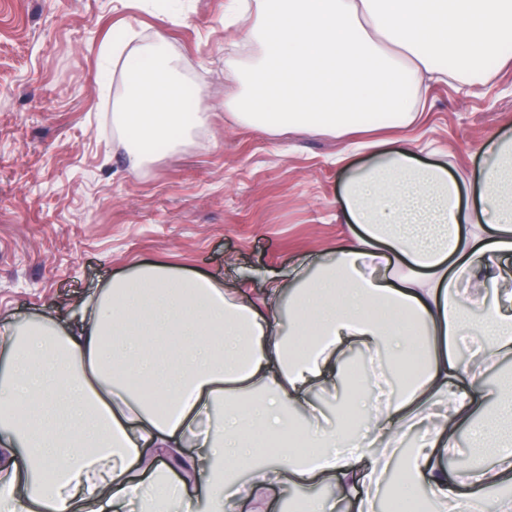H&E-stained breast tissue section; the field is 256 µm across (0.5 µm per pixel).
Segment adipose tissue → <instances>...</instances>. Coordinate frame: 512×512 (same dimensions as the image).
I'll use <instances>...</instances> for the list:
<instances>
[{"instance_id":"1","label":"adipose tissue","mask_w":512,"mask_h":512,"mask_svg":"<svg viewBox=\"0 0 512 512\" xmlns=\"http://www.w3.org/2000/svg\"><path fill=\"white\" fill-rule=\"evenodd\" d=\"M248 48L224 110L269 134L308 130L344 136L407 128L430 82L483 84L487 63L512 45V0H228ZM124 94L112 115L138 171L157 142L178 145L204 125L200 97L183 98L181 62L164 31L138 46L118 39ZM368 164H356L360 153ZM415 140L359 143L338 160L346 176L340 216L355 227L331 262L300 281L269 280L262 294L163 263L116 277L62 330L48 317L0 322V512H196L184 493L205 486L208 512H236L258 490L327 485L305 512H337L359 473L383 481L388 445L415 419L438 414L434 435L400 462L392 492L412 500L421 481L450 512H472L456 486L484 490L486 512H512L489 495L512 476V385L480 394L481 367L512 357V135L484 147L479 204H460L462 181L421 161ZM496 240H487L488 228ZM399 263L384 276L388 251ZM497 284L480 318L482 358L473 368L451 338L471 321L459 282ZM287 309L290 335L278 315ZM395 368L423 364L402 389L362 402L372 442L346 427L325 429L311 398L335 390L324 376L344 343ZM304 426L316 451L288 450L254 462L252 438H286ZM466 430L474 460L448 462L451 435ZM247 470L221 481L217 468Z\"/></svg>"}]
</instances>
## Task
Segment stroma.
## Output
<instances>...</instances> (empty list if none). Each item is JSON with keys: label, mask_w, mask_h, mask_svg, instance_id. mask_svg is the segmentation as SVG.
<instances>
[{"label": "stroma", "mask_w": 512, "mask_h": 512, "mask_svg": "<svg viewBox=\"0 0 512 512\" xmlns=\"http://www.w3.org/2000/svg\"><path fill=\"white\" fill-rule=\"evenodd\" d=\"M0 0V318L74 325L113 277L162 261L249 293L315 273L351 233L337 215L342 138L270 135L225 122L234 90L224 0ZM168 30L207 124L139 173L112 133L120 75L101 72L113 33ZM415 134L477 182L483 146L512 133V67L475 91L435 84Z\"/></svg>", "instance_id": "1"}]
</instances>
